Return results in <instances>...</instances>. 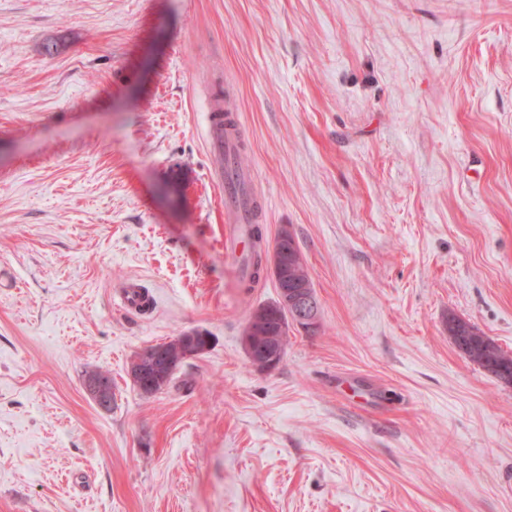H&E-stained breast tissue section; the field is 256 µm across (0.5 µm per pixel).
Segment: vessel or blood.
<instances>
[{"instance_id":"obj_1","label":"vessel or blood","mask_w":512,"mask_h":512,"mask_svg":"<svg viewBox=\"0 0 512 512\" xmlns=\"http://www.w3.org/2000/svg\"><path fill=\"white\" fill-rule=\"evenodd\" d=\"M209 120L214 165L221 172L232 168L240 143L239 120L233 100L228 98L224 103L211 104ZM235 181L237 191L224 193V210L228 221L224 230V252L226 256L239 260L252 248L248 226L254 222L262 201L250 189L253 181L251 173L237 172ZM118 299L124 308L132 311H147L152 307L150 295L136 279L122 285Z\"/></svg>"}]
</instances>
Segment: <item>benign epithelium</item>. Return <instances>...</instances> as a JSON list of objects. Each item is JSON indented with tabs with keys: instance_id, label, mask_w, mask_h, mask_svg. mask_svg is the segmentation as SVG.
Returning a JSON list of instances; mask_svg holds the SVG:
<instances>
[{
	"instance_id": "benign-epithelium-1",
	"label": "benign epithelium",
	"mask_w": 512,
	"mask_h": 512,
	"mask_svg": "<svg viewBox=\"0 0 512 512\" xmlns=\"http://www.w3.org/2000/svg\"><path fill=\"white\" fill-rule=\"evenodd\" d=\"M295 257L293 234L288 226L280 230L279 240L271 257V266L279 281L281 306L288 308L295 316V322L307 325L309 330L318 326V303L303 287L288 285V261ZM210 346V338L199 330H189L179 336L140 350L130 367V378L141 391L149 392L156 388L166 376L177 370L187 359L203 355ZM249 360L255 365L268 368L275 364L280 353L270 341L269 328L260 324L253 335L243 341ZM84 390L88 397L102 410L111 404V382L101 374H89L84 380Z\"/></svg>"
}]
</instances>
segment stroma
I'll return each instance as SVG.
<instances>
[{
    "label": "stroma",
    "mask_w": 512,
    "mask_h": 512,
    "mask_svg": "<svg viewBox=\"0 0 512 512\" xmlns=\"http://www.w3.org/2000/svg\"><path fill=\"white\" fill-rule=\"evenodd\" d=\"M226 90L319 302L271 372L242 332L274 280L224 257ZM0 271V512H512V385L448 336L512 353V0H0ZM192 329L143 395L134 354ZM236 112L238 111L230 96H224V105L222 102L215 103V101L210 104V138L214 165L223 179L224 169L233 168L234 157L240 143L239 120ZM120 304L127 310L147 311L152 308L151 296L137 279H129L119 291ZM448 335L460 351L473 364L497 375V371L506 372L512 378V354L503 351L474 325L462 319L451 317L448 319ZM456 336H461L462 343H458ZM496 369V370H495ZM84 390L88 397L102 410H107L111 404V382L101 374H89L84 380ZM112 404L108 410H111Z\"/></svg>",
    "instance_id": "35a3bbf8"
}]
</instances>
